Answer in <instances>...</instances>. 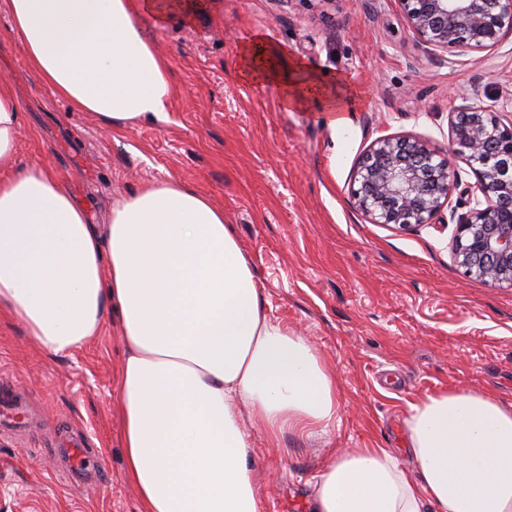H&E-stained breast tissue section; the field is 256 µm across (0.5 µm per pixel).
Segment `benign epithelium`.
Masks as SVG:
<instances>
[{
    "label": "benign epithelium",
    "mask_w": 512,
    "mask_h": 512,
    "mask_svg": "<svg viewBox=\"0 0 512 512\" xmlns=\"http://www.w3.org/2000/svg\"><path fill=\"white\" fill-rule=\"evenodd\" d=\"M396 2L412 35L434 50L480 52L512 34V0ZM449 126L446 155L417 138L376 139L354 171V204L373 224L402 230L426 224L455 189L450 158L463 161L484 201L459 220L455 263L491 288L512 287V122L464 103L450 113Z\"/></svg>",
    "instance_id": "benign-epithelium-1"
}]
</instances>
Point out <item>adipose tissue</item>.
<instances>
[{
  "label": "adipose tissue",
  "instance_id": "adipose-tissue-1",
  "mask_svg": "<svg viewBox=\"0 0 512 512\" xmlns=\"http://www.w3.org/2000/svg\"><path fill=\"white\" fill-rule=\"evenodd\" d=\"M194 0H0L34 71L72 111L112 127L165 114L168 62L141 13L191 15ZM241 73L281 85L287 107L346 123L353 102L254 34ZM20 104L0 85V309L45 352L66 354L119 323L126 475L142 512H258L237 406L270 433L331 430L336 377L273 320L224 211L181 181L142 184L90 224L47 166L18 159ZM415 475L387 448H351L313 485L314 512H512V405L470 390L411 404Z\"/></svg>",
  "mask_w": 512,
  "mask_h": 512
}]
</instances>
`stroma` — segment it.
Wrapping results in <instances>:
<instances>
[{
    "label": "stroma",
    "instance_id": "1",
    "mask_svg": "<svg viewBox=\"0 0 512 512\" xmlns=\"http://www.w3.org/2000/svg\"><path fill=\"white\" fill-rule=\"evenodd\" d=\"M139 22L170 67L165 116L113 131L71 111L30 70L1 11L0 82L21 102L22 161L49 165L91 223L152 180H180L222 208L265 310L335 373L327 434L273 436L247 421L259 512H311L309 483L346 448L390 449L414 472L405 419L425 395L465 389L512 404V288L466 277L451 253L471 169L453 161L459 186L412 231L370 223L352 197L354 169L379 137L447 150L449 114L463 103L512 122V35L483 52L434 51L397 0H197L192 22ZM259 31L356 93L348 125L284 108L278 84L242 78L240 46ZM123 356L115 323L52 355L0 310V382L27 404L25 429L0 431V512H141L121 438ZM79 438L105 459L97 483L67 466L65 443Z\"/></svg>",
    "mask_w": 512,
    "mask_h": 512
}]
</instances>
